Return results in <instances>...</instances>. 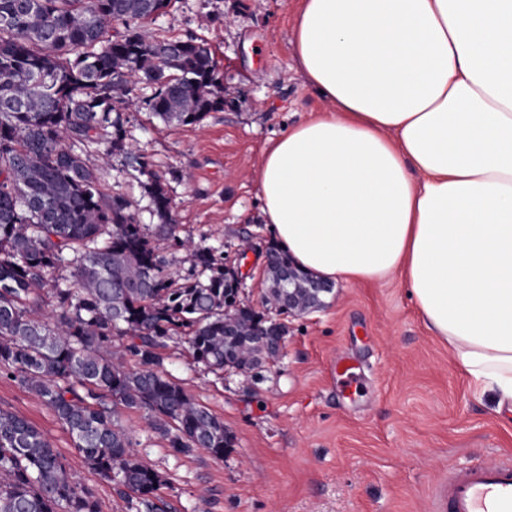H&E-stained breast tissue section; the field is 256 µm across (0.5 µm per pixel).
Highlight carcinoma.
<instances>
[{"label":"carcinoma","mask_w":512,"mask_h":512,"mask_svg":"<svg viewBox=\"0 0 512 512\" xmlns=\"http://www.w3.org/2000/svg\"><path fill=\"white\" fill-rule=\"evenodd\" d=\"M172 0H0V377L35 394L99 480L131 512H167V479L143 462L119 420L142 414L175 456L199 448L222 459L224 421L163 371L160 349L187 338L193 359L254 378L279 351L283 323L241 310L224 315V256L175 235L164 184L137 160L160 229L206 278L177 282L123 196H106L80 151L111 136L124 142L114 99L135 80L165 123L195 124L224 107V87L205 43L164 44L136 23ZM122 22L126 31L112 35ZM268 302L310 308L329 291L288 287L293 261L270 246ZM72 268L67 288L51 275ZM53 293L56 314L43 313ZM135 361L127 365L126 357ZM0 512H101L45 434L0 409Z\"/></svg>","instance_id":"1"}]
</instances>
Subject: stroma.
<instances>
[{
    "label": "stroma",
    "mask_w": 512,
    "mask_h": 512,
    "mask_svg": "<svg viewBox=\"0 0 512 512\" xmlns=\"http://www.w3.org/2000/svg\"><path fill=\"white\" fill-rule=\"evenodd\" d=\"M299 0H173L142 22L154 39L194 38L210 47L224 86L223 109L191 125L163 124L146 104L151 85L137 84L136 104L121 112L125 139L144 156L172 200L174 236L158 231L143 177L126 153L99 162L101 191L131 203L152 246L177 280L200 278L172 244L190 237L240 262L241 298L260 306L263 257L273 237L262 220L260 172L270 144L292 125L325 111L292 49ZM252 243L239 257L240 237ZM282 356L247 381L195 362L182 336L166 339L163 369L224 421L234 443L223 459L206 450L172 455L146 431L139 413L120 421L135 450L168 481L172 512H431L432 491L448 469L512 456V414L497 412L425 324L402 277L335 281L322 309L283 314ZM350 358L362 384L348 394L336 368ZM0 408L39 427L102 512H128L97 479L68 432L37 397L0 378Z\"/></svg>",
    "instance_id": "stroma-1"
}]
</instances>
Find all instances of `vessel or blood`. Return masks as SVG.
I'll list each match as a JSON object with an SVG mask.
<instances>
[{"instance_id": "obj_1", "label": "vessel or blood", "mask_w": 512, "mask_h": 512, "mask_svg": "<svg viewBox=\"0 0 512 512\" xmlns=\"http://www.w3.org/2000/svg\"><path fill=\"white\" fill-rule=\"evenodd\" d=\"M436 512H512V458L452 469L435 492Z\"/></svg>"}]
</instances>
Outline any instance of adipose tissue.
<instances>
[{
	"instance_id": "1",
	"label": "adipose tissue",
	"mask_w": 512,
	"mask_h": 512,
	"mask_svg": "<svg viewBox=\"0 0 512 512\" xmlns=\"http://www.w3.org/2000/svg\"><path fill=\"white\" fill-rule=\"evenodd\" d=\"M292 47L330 109L265 153L275 241L327 281L400 273L512 412V0H300Z\"/></svg>"
}]
</instances>
